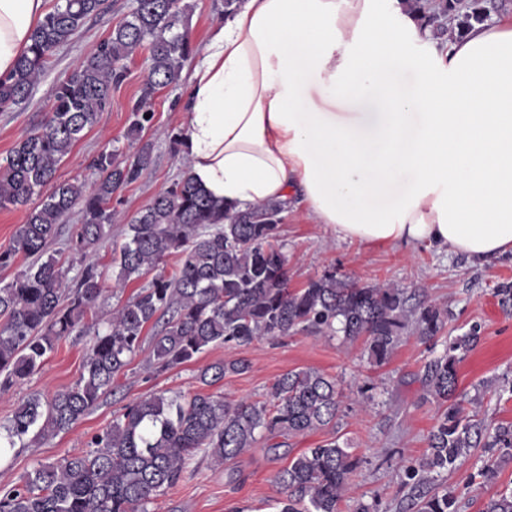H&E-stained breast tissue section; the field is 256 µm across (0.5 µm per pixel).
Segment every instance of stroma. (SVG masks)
I'll use <instances>...</instances> for the list:
<instances>
[{
	"instance_id": "35a3bbf8",
	"label": "stroma",
	"mask_w": 512,
	"mask_h": 512,
	"mask_svg": "<svg viewBox=\"0 0 512 512\" xmlns=\"http://www.w3.org/2000/svg\"><path fill=\"white\" fill-rule=\"evenodd\" d=\"M192 2L189 35L200 49L223 19V0ZM132 3L106 0L101 15L88 20L68 44L54 51L29 103L0 111V158L41 120L52 103L55 85L110 34ZM146 73L144 54L134 55L127 63L124 81L112 89L111 107L102 125L86 132L58 171L60 179L76 178L90 184L97 178L91 162L102 149L119 150L126 158L133 157L141 146L150 149L149 170L117 192V209L123 217L113 224L110 241L91 258L107 278L112 275V251L126 238V216L171 185L185 164L184 158L172 151L167 133L183 121L187 81L160 89L150 105L153 120L140 140L127 136L129 109L140 95ZM280 238L288 257L291 287H303L333 268L363 282L415 289L420 299L447 307L444 336L478 328L481 340L459 367V386L472 395L481 381H492V388L483 394L479 415L491 426L512 422V310H503L494 294L497 284L512 281L511 254L481 263L421 245L343 241L328 226L313 223L293 207L280 226ZM95 331L91 325L66 337L39 371L0 394V422L30 395L48 398L73 385ZM150 355L151 343L143 341L113 391L103 395L91 413L69 431L43 443H29L0 459V486L21 483L38 464L86 451L92 436L110 426L127 405L154 394L191 397L204 389L199 380L203 367L243 359L248 370L226 376L215 385V392L232 402L262 400L282 374L313 368L336 377L341 384L344 398L336 428L282 437L275 443L261 439L254 448L221 465L197 455L183 480L150 504V512H277L276 501L281 496L278 473L293 456L334 433L347 439L360 460L352 477L354 491L341 503V512H355L361 502L372 505L374 512H405L411 490L403 483L404 468L427 454V436L439 414L438 404L426 398L423 390L424 369L431 354L413 330L405 331L396 352L380 366L369 359L362 341L346 343L338 336L308 332L213 345L191 362L166 371L150 366ZM486 459L484 449H475L457 468L436 476L433 487L448 489L458 512H480L496 486L512 483V460H508L502 464L497 485L483 484L479 472Z\"/></svg>"
}]
</instances>
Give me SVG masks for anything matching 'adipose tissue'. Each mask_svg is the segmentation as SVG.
Segmentation results:
<instances>
[{"mask_svg": "<svg viewBox=\"0 0 512 512\" xmlns=\"http://www.w3.org/2000/svg\"><path fill=\"white\" fill-rule=\"evenodd\" d=\"M45 15L0 0V77ZM181 149L238 209L293 202L342 240L512 253V19L432 44L400 0H241L192 68Z\"/></svg>", "mask_w": 512, "mask_h": 512, "instance_id": "obj_1", "label": "adipose tissue"}]
</instances>
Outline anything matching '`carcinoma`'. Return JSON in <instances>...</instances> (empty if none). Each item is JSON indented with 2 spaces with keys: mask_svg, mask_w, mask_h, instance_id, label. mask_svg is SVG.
<instances>
[{
  "mask_svg": "<svg viewBox=\"0 0 512 512\" xmlns=\"http://www.w3.org/2000/svg\"><path fill=\"white\" fill-rule=\"evenodd\" d=\"M402 2L427 24L457 13L460 33L490 14L482 0ZM103 9L104 0H63L46 14L12 73L0 78V109L26 103L53 52ZM190 10L184 0H134L109 38L55 87L50 109L0 163V209L39 198L18 225L13 246L0 251L1 268L20 254L32 259L12 281L0 284V393L30 378L64 338L84 328L103 294L95 265L71 278L55 256H45L64 218L75 208L82 214L67 248L84 256L97 251L119 218L112 196L149 169L151 155L144 147L121 160L103 149L93 160L98 177L89 188L56 181L58 167L84 132L103 121L126 61L143 50L148 76L131 107L128 134L135 139L149 125L155 93L177 84L195 53L185 24ZM287 210L280 201L233 209L207 195L187 171L157 193L127 219L126 241L112 251L113 288L121 290L159 269L172 253L180 254L178 268L169 276L156 274L113 308L78 381L46 401L37 394L28 397L0 424V446L45 441L73 427L112 388L149 326L153 364L161 371L193 360L211 345L295 332L361 339L377 364L390 359L409 325L421 341L436 340L448 310L432 303L408 305L403 287L360 283L333 270L291 288L279 243ZM479 342V331L472 328L452 337L425 366V393L442 412L428 435L429 453L404 469L414 512H456L448 492L425 486L429 474L456 467L472 449L512 457V424L490 428L467 414L466 395L458 389V365ZM247 369L243 360L217 362L203 368L199 379L213 386ZM341 405L339 380L315 369L281 375L262 401L229 402L221 393L144 398L95 434L90 450L41 463L23 484L0 487V512H148L157 496L182 480L196 453L222 465L260 437H294L337 424ZM358 464L338 436L302 451L277 475L280 512H340ZM482 512H512V487L490 497Z\"/></svg>",
  "mask_w": 512,
  "mask_h": 512,
  "instance_id": "carcinoma-1",
  "label": "carcinoma"
}]
</instances>
